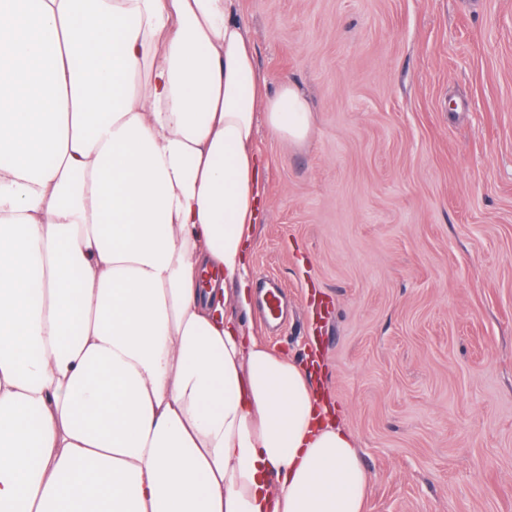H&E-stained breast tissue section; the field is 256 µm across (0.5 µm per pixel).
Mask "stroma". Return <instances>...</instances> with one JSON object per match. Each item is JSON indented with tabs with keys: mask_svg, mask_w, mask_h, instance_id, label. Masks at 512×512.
Here are the masks:
<instances>
[{
	"mask_svg": "<svg viewBox=\"0 0 512 512\" xmlns=\"http://www.w3.org/2000/svg\"><path fill=\"white\" fill-rule=\"evenodd\" d=\"M270 86L254 282L369 476L365 512H512V0H234Z\"/></svg>",
	"mask_w": 512,
	"mask_h": 512,
	"instance_id": "obj_1",
	"label": "stroma"
}]
</instances>
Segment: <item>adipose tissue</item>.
Wrapping results in <instances>:
<instances>
[{"label": "adipose tissue", "instance_id": "ef3b65f1", "mask_svg": "<svg viewBox=\"0 0 512 512\" xmlns=\"http://www.w3.org/2000/svg\"><path fill=\"white\" fill-rule=\"evenodd\" d=\"M260 121L313 117L233 0H0V512H362L315 363L239 318Z\"/></svg>", "mask_w": 512, "mask_h": 512}]
</instances>
